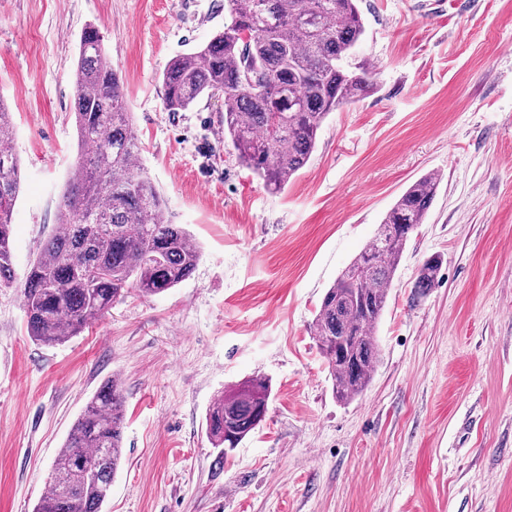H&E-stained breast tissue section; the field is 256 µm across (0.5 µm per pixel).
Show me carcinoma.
I'll use <instances>...</instances> for the list:
<instances>
[{
  "mask_svg": "<svg viewBox=\"0 0 512 512\" xmlns=\"http://www.w3.org/2000/svg\"><path fill=\"white\" fill-rule=\"evenodd\" d=\"M358 2L224 0L230 22L163 73L165 110L222 98L224 136L240 162L267 187L284 189L308 162L326 118L373 86V73L350 63L364 34ZM73 85L80 152L53 232L20 283L11 214L21 168L0 103V288L21 289L28 336L45 344L77 335L132 290L154 296L177 286L200 259L191 234L162 221L165 200L141 168L123 83L93 25L82 32ZM440 183L434 173L413 182L323 295L312 332L340 401L363 394L375 372L376 325L403 248ZM440 265L438 256L425 260L416 287H432ZM269 396L267 381L255 377L218 397L206 415L211 445L233 451L265 421ZM123 405L119 380H107L60 448L33 512H102L123 461Z\"/></svg>",
  "mask_w": 512,
  "mask_h": 512,
  "instance_id": "cac0c4a2",
  "label": "carcinoma"
}]
</instances>
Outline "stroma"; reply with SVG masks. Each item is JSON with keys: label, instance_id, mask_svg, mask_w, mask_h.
<instances>
[{"label": "stroma", "instance_id": "obj_1", "mask_svg": "<svg viewBox=\"0 0 512 512\" xmlns=\"http://www.w3.org/2000/svg\"><path fill=\"white\" fill-rule=\"evenodd\" d=\"M374 87L329 115L279 192L243 167L224 104L165 111L176 55L223 30L224 0H0V99L22 169L14 265L57 220L78 146L73 72L98 25L192 276L130 293L68 341L27 335L0 288V512H32L72 425L110 377L123 463L103 512H512V0H360ZM441 185L378 321L379 362L343 403L311 332L320 301L403 191ZM442 266L419 290L428 257ZM265 421L228 456L214 399L253 377Z\"/></svg>", "mask_w": 512, "mask_h": 512}]
</instances>
